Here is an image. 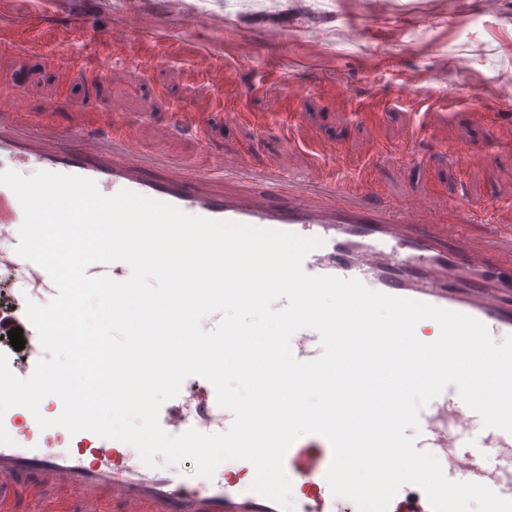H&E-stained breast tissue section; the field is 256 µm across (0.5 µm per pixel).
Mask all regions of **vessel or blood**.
I'll return each instance as SVG.
<instances>
[{"mask_svg":"<svg viewBox=\"0 0 512 512\" xmlns=\"http://www.w3.org/2000/svg\"><path fill=\"white\" fill-rule=\"evenodd\" d=\"M124 34L144 41L157 38L150 12L129 11ZM97 70L83 57L56 63L54 78L66 90L93 83ZM184 134L206 139L195 113L178 123L156 124L161 145ZM328 162L302 185L281 182L278 193L220 194L210 190L223 181V167L210 159L193 169L172 165L161 152H146L113 122L96 115L93 127L62 130L31 119L20 94L0 90V170L26 166L86 177L112 196L127 190L212 220L320 238L305 258L311 275L356 279L367 288L471 316L482 322L495 342L512 335V261L497 257L494 244L474 245L466 225L435 223L423 199L414 198L387 212L357 202V182L343 180L332 164L335 141L323 145ZM23 210L14 193L0 186V265L16 272L21 283L13 307L0 316V332L22 328L27 344L38 333L26 315L28 302L44 304L57 293L49 274L16 252ZM87 275L126 280V263H96ZM296 359L311 361L322 353L318 333L297 331L291 339ZM201 421L202 432L220 433L232 413L220 407L212 384L201 386L185 406L161 408L159 421L177 436ZM11 441L0 444V512H283L277 502L251 488L255 471L245 460L221 463L211 477L195 475L192 460L177 465L156 459L147 465L132 445L90 431L69 433L54 426L40 429L33 414L16 406L0 417ZM418 450L434 454L445 476L486 485L512 500V434L487 428L460 398L455 386L423 406L419 413ZM330 442L306 434L288 448L284 471L291 482L293 512H357L349 498L335 496L326 480L332 462ZM387 512H433L417 485L400 486Z\"/></svg>","mask_w":512,"mask_h":512,"instance_id":"vessel-or-blood-1","label":"vessel or blood"}]
</instances>
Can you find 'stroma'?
<instances>
[{"instance_id": "1", "label": "stroma", "mask_w": 512, "mask_h": 512, "mask_svg": "<svg viewBox=\"0 0 512 512\" xmlns=\"http://www.w3.org/2000/svg\"><path fill=\"white\" fill-rule=\"evenodd\" d=\"M133 3L82 0L75 21L57 0H0V21L41 15L45 47L30 56L0 46V87L24 75L27 111L51 113L62 129L108 112L148 150L156 123L197 113L229 168L245 160L306 177L332 139L345 174L370 171L369 199L425 198L440 224L512 205V141L499 135L512 124V0L493 15L482 0H384L379 10L372 0H182L196 15L189 26L149 0L171 47L152 63L140 61L136 40L109 42ZM65 51L89 53L95 88L58 92L54 63ZM213 64L224 67L223 86L204 76ZM228 101L247 114L231 128L218 118Z\"/></svg>"}]
</instances>
